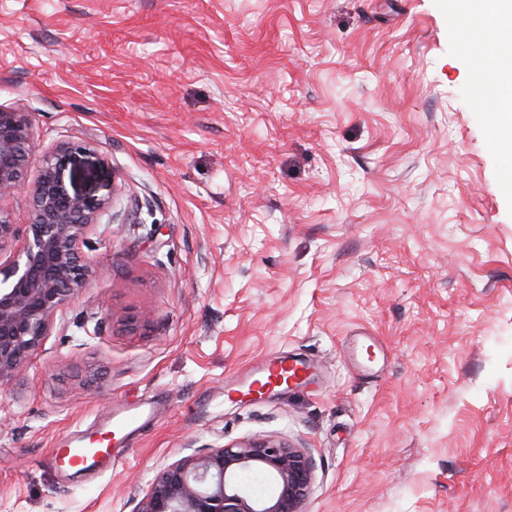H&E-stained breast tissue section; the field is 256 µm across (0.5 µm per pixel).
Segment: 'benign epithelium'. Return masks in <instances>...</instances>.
Listing matches in <instances>:
<instances>
[{"label": "benign epithelium", "mask_w": 512, "mask_h": 512, "mask_svg": "<svg viewBox=\"0 0 512 512\" xmlns=\"http://www.w3.org/2000/svg\"><path fill=\"white\" fill-rule=\"evenodd\" d=\"M32 119L0 107V199L27 192L28 222L0 209V385L41 347L63 310L94 274L85 250L122 184L104 176L92 192L69 189L72 158L89 145L63 143L41 159L33 187L25 168L33 154ZM314 460L274 437L196 448L158 468L132 512H302Z\"/></svg>", "instance_id": "benign-epithelium-1"}]
</instances>
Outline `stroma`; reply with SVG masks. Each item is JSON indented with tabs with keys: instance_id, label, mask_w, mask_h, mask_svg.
I'll return each instance as SVG.
<instances>
[{
	"instance_id": "35a3bbf8",
	"label": "stroma",
	"mask_w": 512,
	"mask_h": 512,
	"mask_svg": "<svg viewBox=\"0 0 512 512\" xmlns=\"http://www.w3.org/2000/svg\"><path fill=\"white\" fill-rule=\"evenodd\" d=\"M470 0H0V107L124 185L0 387V512H131L188 449H308L303 512H512V153ZM100 323L85 338L87 319ZM299 357L291 391L242 385ZM154 415L109 457L65 439ZM152 409L150 407L133 408L118 413L113 418V430L115 432H132L138 429L144 418L150 417Z\"/></svg>"
}]
</instances>
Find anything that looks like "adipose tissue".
Listing matches in <instances>:
<instances>
[{"label": "adipose tissue", "mask_w": 512, "mask_h": 512, "mask_svg": "<svg viewBox=\"0 0 512 512\" xmlns=\"http://www.w3.org/2000/svg\"><path fill=\"white\" fill-rule=\"evenodd\" d=\"M462 27L476 36L482 53L477 85L490 80L496 87L489 119L500 141H512V53L499 49L503 40L512 39V0H477Z\"/></svg>", "instance_id": "ef3b65f1"}]
</instances>
